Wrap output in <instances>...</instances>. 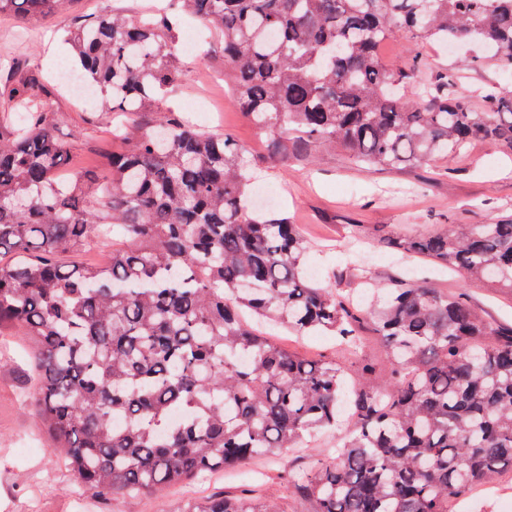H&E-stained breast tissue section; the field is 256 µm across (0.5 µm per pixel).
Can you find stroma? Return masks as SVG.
Returning a JSON list of instances; mask_svg holds the SVG:
<instances>
[{
	"label": "stroma",
	"mask_w": 512,
	"mask_h": 512,
	"mask_svg": "<svg viewBox=\"0 0 512 512\" xmlns=\"http://www.w3.org/2000/svg\"><path fill=\"white\" fill-rule=\"evenodd\" d=\"M156 0H66L53 16L26 19L0 16V50L9 51L29 79L49 91V118L78 164L104 166L115 150L112 119L102 100L84 103L63 83L75 64L64 31L78 19H88L115 8L138 16ZM477 46L448 50L420 43L394 32L379 50L386 68L411 67L419 83L455 72L457 86L473 94L481 84L501 81L497 67H461L460 61L477 55ZM181 74L175 85L144 119L156 111L183 112L194 126L218 130L242 144L257 167L256 186L272 191L281 210L297 224L310 249L308 265L326 286L358 294L362 285L354 264L364 259L367 272L379 286L424 278L437 288L463 295L483 314L512 327V292L485 281L443 270L429 261L396 257L386 235H427L448 224H495L512 220V152L476 142L453 157H435L396 169H377L353 162L343 151L318 142L303 149H281L276 139L256 127L236 105L230 71L218 37L201 44L195 55L181 56ZM33 345L14 330H0V512H74L73 475L61 463L47 427L31 404L20 402L32 390ZM344 425L304 440L259 467L266 492L280 498L284 512H313L311 504L283 498L279 475L284 469L315 464L338 443ZM180 495L163 499L143 495L112 500L93 498L92 512H180ZM512 505V470L503 469L472 491L449 512H505Z\"/></svg>",
	"instance_id": "35a3bbf8"
}]
</instances>
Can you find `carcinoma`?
Instances as JSON below:
<instances>
[{"label": "carcinoma", "instance_id": "1", "mask_svg": "<svg viewBox=\"0 0 512 512\" xmlns=\"http://www.w3.org/2000/svg\"><path fill=\"white\" fill-rule=\"evenodd\" d=\"M63 0H0V15L42 18ZM185 11L224 36L238 106L269 134L334 145L367 166L420 164L478 141L512 151V96L480 89L485 109L448 93L410 95L415 73L388 70L376 46L392 29L417 41L484 48L470 63L512 77V0H168L157 14L74 23L83 85L131 114L179 78L174 21ZM0 53V328L35 344L36 410L78 485L97 497L159 495L207 473L333 430L352 429L315 470L288 474L313 512H448L512 467V329L427 281L380 288L366 305L324 288L288 217L255 204L245 149L172 112L123 124L125 150L95 185L60 176L67 145L47 90ZM110 225L126 240L102 262L56 256ZM391 247L512 290V221L465 224ZM327 333L346 351L373 325L389 357L357 367L278 346L262 328ZM182 512H281L257 493L195 500Z\"/></svg>", "mask_w": 512, "mask_h": 512}]
</instances>
